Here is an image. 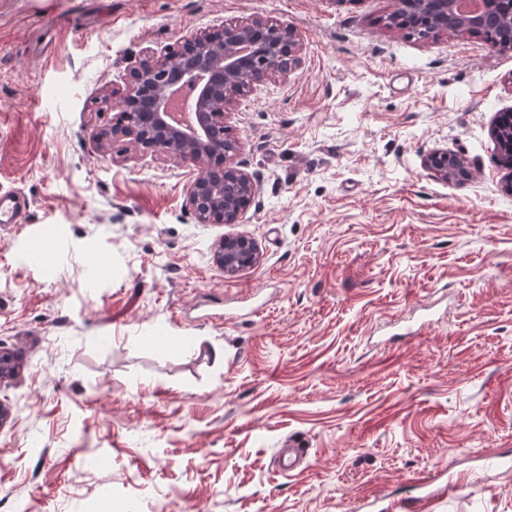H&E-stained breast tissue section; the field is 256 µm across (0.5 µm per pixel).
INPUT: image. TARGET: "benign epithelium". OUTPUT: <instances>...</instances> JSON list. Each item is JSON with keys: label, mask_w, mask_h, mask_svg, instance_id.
I'll list each match as a JSON object with an SVG mask.
<instances>
[{"label": "benign epithelium", "mask_w": 512, "mask_h": 512, "mask_svg": "<svg viewBox=\"0 0 512 512\" xmlns=\"http://www.w3.org/2000/svg\"><path fill=\"white\" fill-rule=\"evenodd\" d=\"M455 0H403L411 13L435 18L443 30L455 20L476 30L493 21L487 11L478 15L460 16L454 10ZM187 54L166 50L159 54L148 51L129 70L125 89H112L102 104L112 107L117 102L125 107L141 103L142 120L128 128H107L100 131V149L108 153L112 139L122 138L135 151H149L177 164L198 168L191 183L186 205L200 224L214 222L223 216L224 223L236 224L247 203L255 194L250 175L236 161L238 148L226 149L214 136V130L224 125L236 111L244 94L237 86L245 73L259 64L281 60L282 64L253 81L250 87L280 79L285 81L303 62L302 43L298 30L272 19L255 18L246 23L227 24L219 36L191 32L182 39ZM189 92L195 96L196 126L191 130L175 128L166 108L177 94ZM512 138V113L500 117L492 128V136L501 141ZM434 174L450 181L469 175L465 160L444 149H436L426 159ZM262 256L256 242L247 235L228 237L215 251V261L224 275L234 276L241 270L258 265Z\"/></svg>", "instance_id": "7a95c632"}]
</instances>
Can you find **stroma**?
<instances>
[{"label":"stroma","instance_id":"obj_1","mask_svg":"<svg viewBox=\"0 0 512 512\" xmlns=\"http://www.w3.org/2000/svg\"><path fill=\"white\" fill-rule=\"evenodd\" d=\"M397 0H0V512H512V193L490 129L512 52L419 39ZM254 17L303 64L227 121L256 193L185 205L198 170L98 148L147 51ZM461 156L453 181L425 165ZM260 264L225 276L218 242ZM224 360H215L214 349ZM305 467L279 474L288 440ZM426 166L443 180L450 181L460 176H468L469 170L465 160L454 154H448V150L437 149L431 152L426 159ZM28 207V200L18 190H0V224H22ZM214 256L225 276H234L245 268L256 266L262 259L256 242L247 235L224 238Z\"/></svg>","mask_w":512,"mask_h":512}]
</instances>
